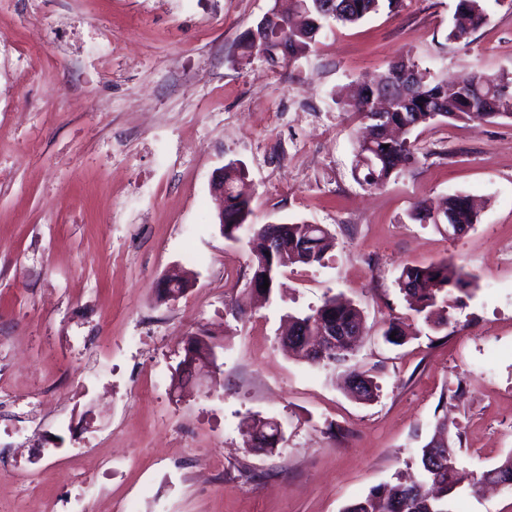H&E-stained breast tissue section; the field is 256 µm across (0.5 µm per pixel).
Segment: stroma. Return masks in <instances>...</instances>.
<instances>
[{
  "label": "stroma",
  "mask_w": 512,
  "mask_h": 512,
  "mask_svg": "<svg viewBox=\"0 0 512 512\" xmlns=\"http://www.w3.org/2000/svg\"><path fill=\"white\" fill-rule=\"evenodd\" d=\"M275 0H0V512H344L416 470L440 419L465 481L451 512H512V488L472 485L512 453V119L415 130L416 163L356 180L346 86L407 55L456 80L512 73V0L449 39L457 0H404L336 25L287 67L238 60ZM242 163L257 224L336 238L284 270L269 302L230 312L248 257L224 239L216 171ZM482 201L463 236L410 219L420 201ZM446 260L474 279L448 325L414 321L403 265ZM194 274L177 301L156 281ZM341 295L364 333L313 366L287 316ZM399 320L402 345L382 331ZM207 333L215 378L173 374ZM371 376L374 401L347 374ZM281 423L249 447L245 419ZM353 340H349L347 342H343L335 347L334 351H328L326 355L320 359L317 356L311 354L307 348V342L300 340L298 342H291L288 345V348L299 355L301 358L311 362V363H319L321 361H341L345 360L346 357L352 353L354 350Z\"/></svg>",
  "instance_id": "35a3bbf8"
}]
</instances>
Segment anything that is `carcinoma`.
Segmentation results:
<instances>
[{
  "label": "carcinoma",
  "instance_id": "carcinoma-1",
  "mask_svg": "<svg viewBox=\"0 0 512 512\" xmlns=\"http://www.w3.org/2000/svg\"><path fill=\"white\" fill-rule=\"evenodd\" d=\"M292 14L284 15L271 10L263 17L265 26H255L247 32L239 44L240 58L249 60L253 56L264 58L274 66H290L310 53L314 43L307 39L313 30V21L320 18L323 0H291ZM485 0H457L456 14L460 22L449 32L448 37L464 40L470 33L487 21ZM403 0H336V14L328 19L334 24H356L378 12L382 6L394 11ZM417 74L416 87L404 98L389 99L383 112H368L366 106L376 99L375 82L395 86L406 71ZM377 81L358 85L353 93L336 98V104L357 114L365 121V128L355 144L354 172L357 179L369 189L385 186L392 176L405 171L415 162L412 144L406 138L394 135L397 130L409 134L415 129L436 121L455 120L493 121L512 118V74H486L473 72L450 85L427 68H421L409 57L392 62ZM379 159L378 165L361 164L362 156ZM251 191L246 171L242 164L231 162L224 166V238L232 242H245L249 251L248 282L260 281L272 274L273 283H278L279 274L296 264L312 265L322 262L324 256L335 246L330 231L319 224L305 222L279 224L273 227L275 244H265L266 238L258 233V225L250 217ZM410 218L421 224H466L478 222V214L467 196L451 195L443 207H434L422 201L415 204ZM397 284L411 309L422 317L426 324L448 325L442 315L444 304L454 293L469 294L473 281L454 265L440 261L428 265L408 264L402 267ZM289 328L306 330L313 336L320 329L334 323L338 328L363 329L361 311L350 301L341 297L326 299L322 305L301 316H289ZM288 348L301 358L319 363L341 361L354 350L353 341L343 342L329 351L323 358L311 354L307 343L300 340ZM359 381L352 390L355 399L370 402L377 396L378 385L373 378L363 373H352ZM274 423L269 420L252 419L248 439H261L273 435ZM434 436L446 442L441 449L447 453L437 463L434 456L441 450L428 441L421 449L418 464L420 480L409 485L383 486L373 489L362 501L347 507L346 512H449L448 492L457 484V468L448 465V457L456 456L454 439L437 424ZM512 482V455H508L495 469L484 471L480 479L495 482L501 479Z\"/></svg>",
  "mask_w": 512,
  "mask_h": 512
}]
</instances>
